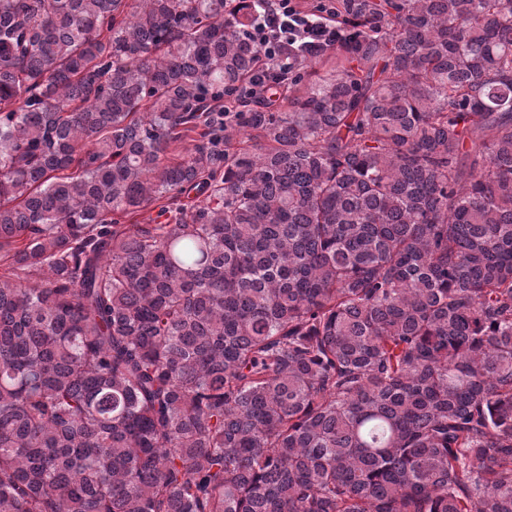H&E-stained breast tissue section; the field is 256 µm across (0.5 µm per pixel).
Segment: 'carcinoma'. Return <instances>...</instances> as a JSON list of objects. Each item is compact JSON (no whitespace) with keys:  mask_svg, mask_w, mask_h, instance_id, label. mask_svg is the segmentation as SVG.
Listing matches in <instances>:
<instances>
[{"mask_svg":"<svg viewBox=\"0 0 512 512\" xmlns=\"http://www.w3.org/2000/svg\"><path fill=\"white\" fill-rule=\"evenodd\" d=\"M256 8L0 0V512H512V0ZM258 0L259 9L252 21V36L261 49L264 66L262 74L286 73L288 66L281 56L318 54L341 43L345 31L336 26L325 9L309 10L328 0Z\"/></svg>","mask_w":512,"mask_h":512,"instance_id":"carcinoma-1","label":"carcinoma"}]
</instances>
